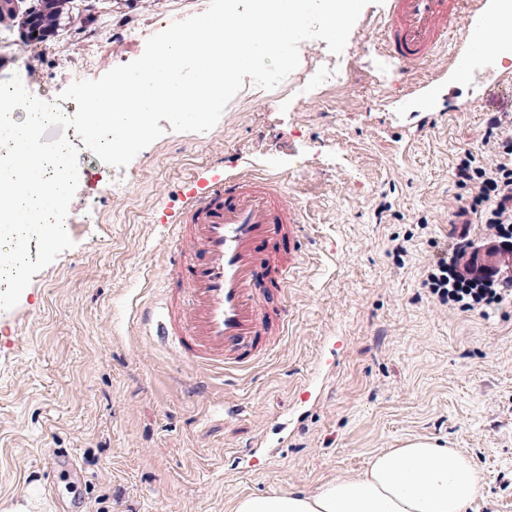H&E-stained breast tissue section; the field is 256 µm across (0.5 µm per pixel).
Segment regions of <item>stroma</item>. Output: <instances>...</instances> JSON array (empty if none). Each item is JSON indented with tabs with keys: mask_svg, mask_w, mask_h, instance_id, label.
Segmentation results:
<instances>
[{
	"mask_svg": "<svg viewBox=\"0 0 512 512\" xmlns=\"http://www.w3.org/2000/svg\"><path fill=\"white\" fill-rule=\"evenodd\" d=\"M209 0H98L94 47L66 28L35 60L38 98H57L86 55L96 75L138 59L114 25L146 28ZM383 7L367 5L336 84L306 103L241 90L205 133H165L123 167L79 136L78 188L66 218L73 248L0 311V512H232L241 495L310 491L356 477L372 454L428 439L472 457L469 512H512V302L478 315L432 299L422 282L467 193L458 157L493 156L487 119L512 103L451 112L406 150L385 128L402 95L377 41ZM249 168L275 174L302 209L305 259L288 290L291 321L270 355L234 375L199 372L144 336L140 306L163 279L173 243L159 222L186 181ZM124 189L108 192L107 182ZM407 246L404 257L394 242ZM315 405L297 396L303 383ZM234 402L242 412L224 417ZM49 448L79 473L54 471Z\"/></svg>",
	"mask_w": 512,
	"mask_h": 512,
	"instance_id": "stroma-1",
	"label": "stroma"
}]
</instances>
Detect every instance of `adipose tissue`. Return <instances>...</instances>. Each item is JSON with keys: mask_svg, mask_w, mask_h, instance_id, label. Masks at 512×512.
<instances>
[{"mask_svg": "<svg viewBox=\"0 0 512 512\" xmlns=\"http://www.w3.org/2000/svg\"><path fill=\"white\" fill-rule=\"evenodd\" d=\"M478 494L469 457L415 439L373 454L361 476L335 478L311 492L244 495L233 512H467Z\"/></svg>", "mask_w": 512, "mask_h": 512, "instance_id": "1", "label": "adipose tissue"}]
</instances>
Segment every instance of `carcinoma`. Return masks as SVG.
Here are the masks:
<instances>
[{"mask_svg": "<svg viewBox=\"0 0 512 512\" xmlns=\"http://www.w3.org/2000/svg\"><path fill=\"white\" fill-rule=\"evenodd\" d=\"M73 0H0V29L16 28L27 44H50L66 25L82 23Z\"/></svg>", "mask_w": 512, "mask_h": 512, "instance_id": "obj_1", "label": "carcinoma"}]
</instances>
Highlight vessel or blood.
I'll return each instance as SVG.
<instances>
[{"instance_id": "1", "label": "vessel or blood", "mask_w": 512, "mask_h": 512, "mask_svg": "<svg viewBox=\"0 0 512 512\" xmlns=\"http://www.w3.org/2000/svg\"><path fill=\"white\" fill-rule=\"evenodd\" d=\"M380 54L405 88L396 108L413 121L394 126L391 138L412 145L443 111L464 112L468 102L444 91L483 76L480 99L512 85L495 58L512 53V0H384ZM448 67L422 81L418 70L442 49ZM175 244L158 299L144 303L147 336L183 363L201 370H245L268 351L288 323V289L302 256L301 212L281 181L251 173L192 182L169 223Z\"/></svg>"}]
</instances>
